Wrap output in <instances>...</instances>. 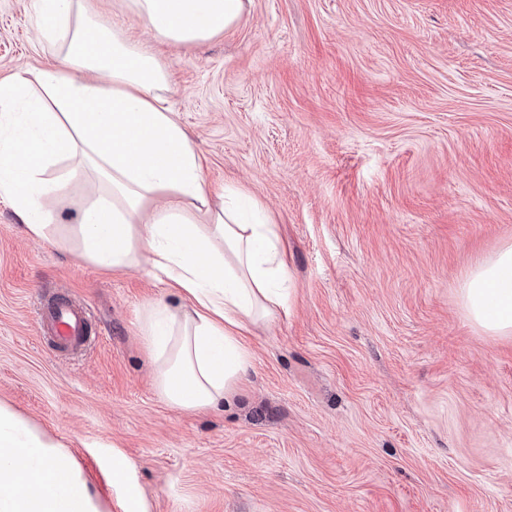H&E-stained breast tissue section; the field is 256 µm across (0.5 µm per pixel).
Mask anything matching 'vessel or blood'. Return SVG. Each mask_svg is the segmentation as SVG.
Masks as SVG:
<instances>
[{"label":"vessel or blood","mask_w":512,"mask_h":512,"mask_svg":"<svg viewBox=\"0 0 512 512\" xmlns=\"http://www.w3.org/2000/svg\"><path fill=\"white\" fill-rule=\"evenodd\" d=\"M41 327L58 348L91 342L90 316L73 301L49 296L43 299Z\"/></svg>","instance_id":"b4317fda"}]
</instances>
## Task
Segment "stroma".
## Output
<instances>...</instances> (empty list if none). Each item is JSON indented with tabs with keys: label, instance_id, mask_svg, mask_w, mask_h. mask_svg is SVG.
<instances>
[{
	"label": "stroma",
	"instance_id": "stroma-1",
	"mask_svg": "<svg viewBox=\"0 0 512 512\" xmlns=\"http://www.w3.org/2000/svg\"><path fill=\"white\" fill-rule=\"evenodd\" d=\"M97 23L155 55L209 189L259 200L288 253L290 314L251 327L228 405H167L145 305L178 293L81 258L70 183L31 238L0 196V403L61 442L102 512L115 455L148 512H512V339L466 317L464 274L512 243V0H251L196 44ZM50 56L34 0H0V80ZM99 336L63 355L40 298Z\"/></svg>",
	"mask_w": 512,
	"mask_h": 512
}]
</instances>
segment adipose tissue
Returning a JSON list of instances; mask_svg holds the SVG:
<instances>
[{
    "mask_svg": "<svg viewBox=\"0 0 512 512\" xmlns=\"http://www.w3.org/2000/svg\"><path fill=\"white\" fill-rule=\"evenodd\" d=\"M157 41L188 44L238 24L251 0H131ZM55 56L37 75L0 81V195L46 238L45 201L70 181L99 185L75 232L106 269H148L188 303H149L142 330L156 385L173 407L228 403L251 368L244 334L286 307L292 277L275 225L240 191H210L200 155L162 95L167 73L142 44L93 23L83 0H35ZM72 164L61 175L52 161ZM468 320L512 337V244L467 271ZM0 512H100L62 446L0 404Z\"/></svg>",
    "mask_w": 512,
    "mask_h": 512,
    "instance_id": "adipose-tissue-1",
    "label": "adipose tissue"
}]
</instances>
